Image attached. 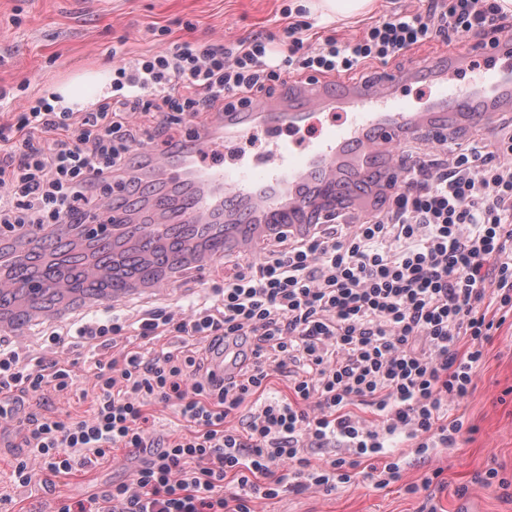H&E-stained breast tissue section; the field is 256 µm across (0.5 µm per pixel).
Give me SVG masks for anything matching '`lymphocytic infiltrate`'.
Returning a JSON list of instances; mask_svg holds the SVG:
<instances>
[{
    "label": "lymphocytic infiltrate",
    "instance_id": "lymphocytic-infiltrate-1",
    "mask_svg": "<svg viewBox=\"0 0 512 512\" xmlns=\"http://www.w3.org/2000/svg\"><path fill=\"white\" fill-rule=\"evenodd\" d=\"M282 16L287 51L260 36L173 42L113 69L111 97L76 110L24 103L0 123V236L104 220L138 145L171 152L180 128L271 94L282 74L364 77L432 41L487 46L512 33L497 0H411L347 42ZM431 149L354 225L275 235L181 313L68 317L44 345L81 339L112 353L90 368L96 392L81 414L22 411L25 396L77 376L0 337V418L17 420L27 450L13 488L39 465L65 478L120 457L129 480L53 512H255L258 496L386 488L402 472L394 444L425 459L473 435L459 407L512 317V118L479 142L435 138ZM227 336L243 337L251 359L218 380L202 349Z\"/></svg>",
    "mask_w": 512,
    "mask_h": 512
}]
</instances>
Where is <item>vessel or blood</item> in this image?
I'll return each mask as SVG.
<instances>
[{
	"label": "vessel or blood",
	"mask_w": 512,
	"mask_h": 512,
	"mask_svg": "<svg viewBox=\"0 0 512 512\" xmlns=\"http://www.w3.org/2000/svg\"><path fill=\"white\" fill-rule=\"evenodd\" d=\"M467 74L462 84L456 75ZM424 82L428 92L410 98ZM512 110V37L481 53L418 59L401 70H379L365 79L307 81L289 85L278 99L251 102L214 115L197 128L185 154L151 156L146 190L154 206L168 208L164 222L127 221L116 209L111 234L97 235L76 272L100 281L99 265H121L130 249L143 259L176 240L204 239L206 250L192 267L203 275L226 249L253 255L270 231L295 234L310 223L351 221L377 199L391 195L407 167L403 143L426 131L454 136L463 123ZM265 145L254 155L234 145L254 134ZM54 274L0 280V294L40 300L59 289ZM219 377L238 373L243 351L235 340L207 351Z\"/></svg>",
	"instance_id": "1"
}]
</instances>
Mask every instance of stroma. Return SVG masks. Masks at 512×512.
I'll use <instances>...</instances> for the list:
<instances>
[{"mask_svg":"<svg viewBox=\"0 0 512 512\" xmlns=\"http://www.w3.org/2000/svg\"><path fill=\"white\" fill-rule=\"evenodd\" d=\"M302 11L317 31L345 41L362 34L367 24L389 15L391 0H375L365 15L324 20L305 12L302 0H0V88H24L26 96L52 97L75 82L98 78L112 67V49L130 59L158 41L150 27L165 26L170 41L213 39L227 43L256 35H282L283 8ZM210 283L186 274L174 280L171 291L147 292L128 298L129 306L150 301L172 309L207 297ZM467 424L476 428L471 440L438 449L426 461L406 455L399 482L375 491L369 482L341 485L335 491L313 488L301 495L281 494L259 499L257 512H420L432 500L439 512H512V493L476 482L478 473L494 467L512 477V327L503 326L486 347L477 387L463 407ZM442 467L441 483L421 488L432 467ZM124 463L105 462L90 473L35 484L12 502H0V512H49L60 499H82L128 476ZM417 494L404 492L406 484ZM466 494H459V487Z\"/></svg>","mask_w":512,"mask_h":512,"instance_id":"1","label":"stroma"}]
</instances>
